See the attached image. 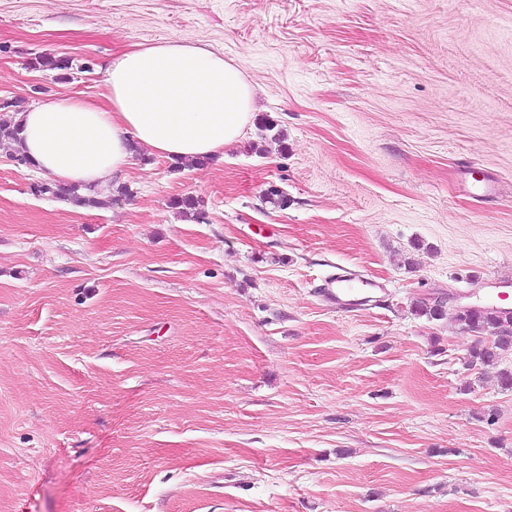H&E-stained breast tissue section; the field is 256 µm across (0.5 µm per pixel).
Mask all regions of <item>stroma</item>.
Segmentation results:
<instances>
[{"label": "stroma", "mask_w": 512, "mask_h": 512, "mask_svg": "<svg viewBox=\"0 0 512 512\" xmlns=\"http://www.w3.org/2000/svg\"><path fill=\"white\" fill-rule=\"evenodd\" d=\"M169 39L255 90L223 155L83 209L0 141V512H512V352L453 315L512 309V0H0V98ZM454 319L459 329L482 338L469 352L468 363L471 366L494 365L503 354L512 351V330L508 336H499L503 328L512 327V316L506 311L493 306L469 308L456 310ZM484 335H492L494 340L487 342Z\"/></svg>", "instance_id": "35a3bbf8"}]
</instances>
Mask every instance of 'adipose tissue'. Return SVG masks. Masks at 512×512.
Here are the masks:
<instances>
[{"mask_svg":"<svg viewBox=\"0 0 512 512\" xmlns=\"http://www.w3.org/2000/svg\"><path fill=\"white\" fill-rule=\"evenodd\" d=\"M106 105L62 97L16 113L19 150L43 173L95 184L122 174L137 141L169 159L213 157L252 117L234 62L180 41L141 45L105 73Z\"/></svg>","mask_w":512,"mask_h":512,"instance_id":"adipose-tissue-1","label":"adipose tissue"}]
</instances>
